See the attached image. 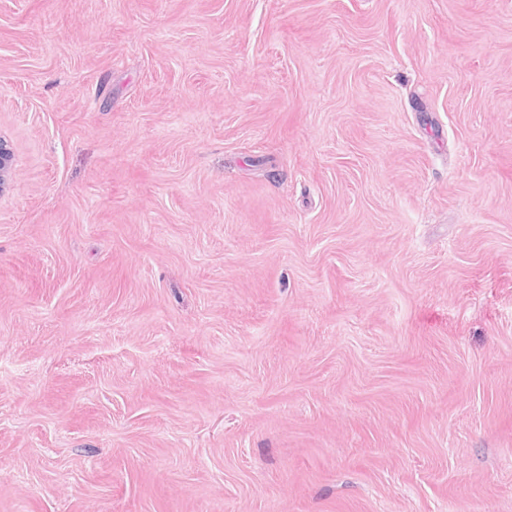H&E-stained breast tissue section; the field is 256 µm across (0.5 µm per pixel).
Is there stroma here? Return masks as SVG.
Here are the masks:
<instances>
[{"instance_id":"35a3bbf8","label":"stroma","mask_w":512,"mask_h":512,"mask_svg":"<svg viewBox=\"0 0 512 512\" xmlns=\"http://www.w3.org/2000/svg\"><path fill=\"white\" fill-rule=\"evenodd\" d=\"M0 512H512V0H0Z\"/></svg>"}]
</instances>
